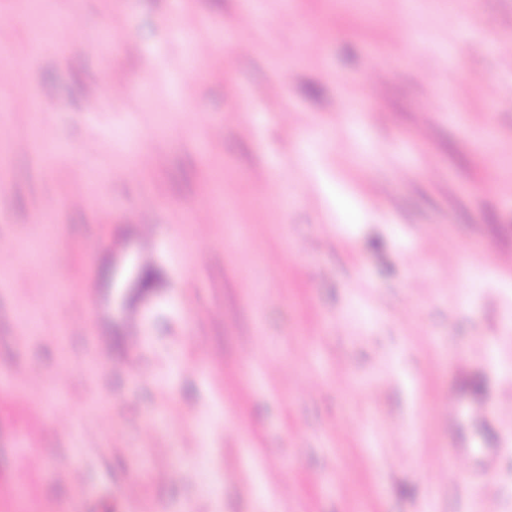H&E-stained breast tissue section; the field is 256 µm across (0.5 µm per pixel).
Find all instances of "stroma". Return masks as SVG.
Returning a JSON list of instances; mask_svg holds the SVG:
<instances>
[{
    "label": "stroma",
    "mask_w": 512,
    "mask_h": 512,
    "mask_svg": "<svg viewBox=\"0 0 512 512\" xmlns=\"http://www.w3.org/2000/svg\"><path fill=\"white\" fill-rule=\"evenodd\" d=\"M0 38V512H512V0H0ZM485 399H475L470 403H463L457 397L448 405V436L454 437L460 425V419L464 414L469 416L484 417L482 409Z\"/></svg>",
    "instance_id": "obj_1"
}]
</instances>
